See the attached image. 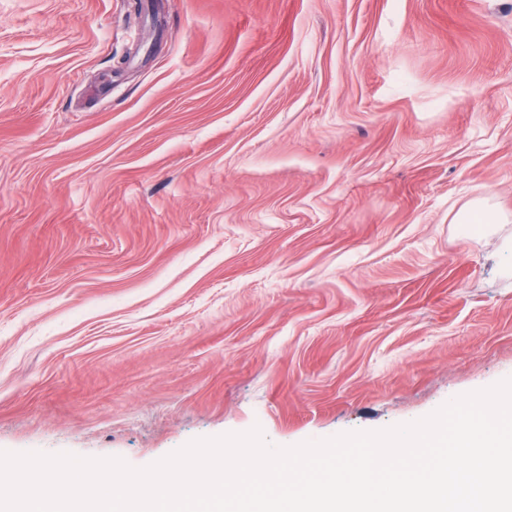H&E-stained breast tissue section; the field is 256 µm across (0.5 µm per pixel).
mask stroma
<instances>
[{"label":"stroma","instance_id":"obj_1","mask_svg":"<svg viewBox=\"0 0 512 512\" xmlns=\"http://www.w3.org/2000/svg\"><path fill=\"white\" fill-rule=\"evenodd\" d=\"M132 4L0 0V450L143 468L512 378V0Z\"/></svg>","mask_w":512,"mask_h":512}]
</instances>
